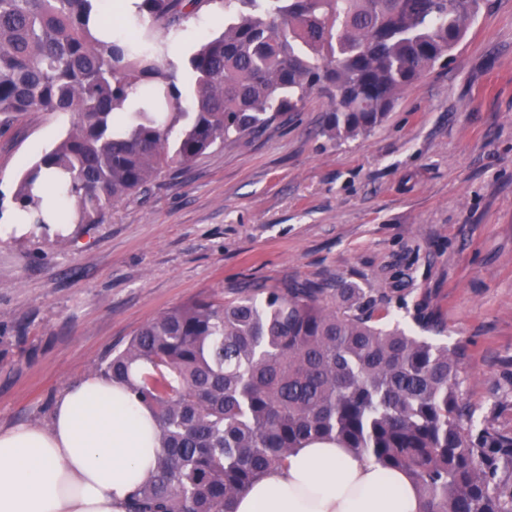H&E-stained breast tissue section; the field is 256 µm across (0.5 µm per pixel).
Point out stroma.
<instances>
[{"label": "stroma", "instance_id": "1", "mask_svg": "<svg viewBox=\"0 0 512 512\" xmlns=\"http://www.w3.org/2000/svg\"><path fill=\"white\" fill-rule=\"evenodd\" d=\"M224 27L218 4L162 34L181 64ZM326 105L162 172L104 223L65 238L0 228V428L43 425L59 394L160 312L259 278L386 296L416 330L463 348L462 400L512 430V0H484L447 64L370 134L332 142ZM72 122L30 112L0 129V206Z\"/></svg>", "mask_w": 512, "mask_h": 512}]
</instances>
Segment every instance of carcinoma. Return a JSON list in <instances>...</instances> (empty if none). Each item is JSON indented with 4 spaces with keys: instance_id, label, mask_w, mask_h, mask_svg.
Masks as SVG:
<instances>
[{
    "instance_id": "obj_1",
    "label": "carcinoma",
    "mask_w": 512,
    "mask_h": 512,
    "mask_svg": "<svg viewBox=\"0 0 512 512\" xmlns=\"http://www.w3.org/2000/svg\"><path fill=\"white\" fill-rule=\"evenodd\" d=\"M231 18L184 61L156 34L205 4ZM101 0H0V125L71 112L12 202L53 222L101 224L231 139L257 135L315 95L338 142L378 126L402 92L446 60L481 0H138L142 32H114ZM360 288L252 280L144 324L97 367L156 416L160 452L129 512H235L295 448L329 441L409 473L424 512H512V432L472 421L458 394L464 352L398 324Z\"/></svg>"
}]
</instances>
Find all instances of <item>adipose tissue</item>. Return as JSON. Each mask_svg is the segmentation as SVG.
I'll return each instance as SVG.
<instances>
[{
    "label": "adipose tissue",
    "instance_id": "1",
    "mask_svg": "<svg viewBox=\"0 0 512 512\" xmlns=\"http://www.w3.org/2000/svg\"><path fill=\"white\" fill-rule=\"evenodd\" d=\"M156 420L109 378L57 398L47 425L0 428V512H127L153 468ZM235 512H423L414 484L332 444L293 449L239 496Z\"/></svg>",
    "mask_w": 512,
    "mask_h": 512
}]
</instances>
